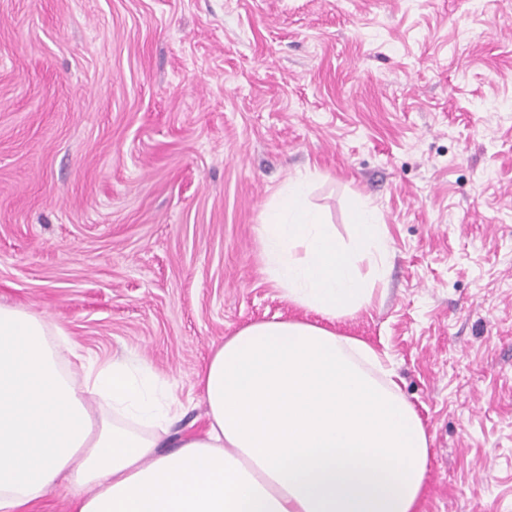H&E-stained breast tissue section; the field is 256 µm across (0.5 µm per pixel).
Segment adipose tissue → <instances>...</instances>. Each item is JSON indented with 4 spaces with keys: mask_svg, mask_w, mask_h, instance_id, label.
Returning a JSON list of instances; mask_svg holds the SVG:
<instances>
[{
    "mask_svg": "<svg viewBox=\"0 0 512 512\" xmlns=\"http://www.w3.org/2000/svg\"><path fill=\"white\" fill-rule=\"evenodd\" d=\"M288 183L256 227L265 270L301 318L249 323L198 377L201 431L162 452L178 407L134 358L76 355L59 326L0 304V512H31L67 477L71 512H417L429 439L393 368L336 320L374 300L386 227L349 239Z\"/></svg>",
    "mask_w": 512,
    "mask_h": 512,
    "instance_id": "ef3b65f1",
    "label": "adipose tissue"
}]
</instances>
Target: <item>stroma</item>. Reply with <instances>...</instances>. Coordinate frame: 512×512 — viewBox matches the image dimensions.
I'll use <instances>...</instances> for the list:
<instances>
[{"instance_id":"obj_1","label":"stroma","mask_w":512,"mask_h":512,"mask_svg":"<svg viewBox=\"0 0 512 512\" xmlns=\"http://www.w3.org/2000/svg\"><path fill=\"white\" fill-rule=\"evenodd\" d=\"M348 238L388 229L373 304L429 435L419 512H512V0H0V303L197 375L299 316L256 233L289 178Z\"/></svg>"}]
</instances>
